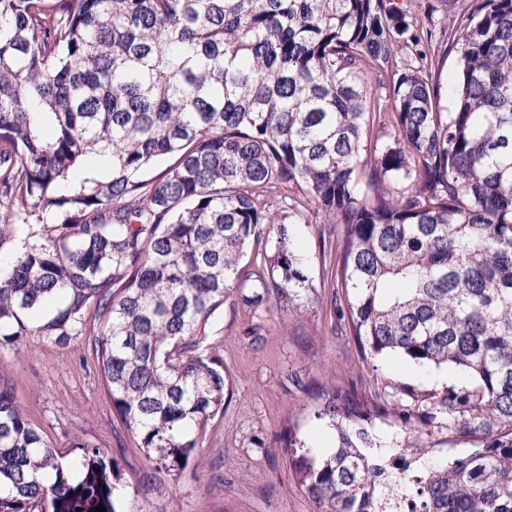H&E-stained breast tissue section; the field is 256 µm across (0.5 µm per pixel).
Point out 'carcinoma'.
Instances as JSON below:
<instances>
[{"mask_svg": "<svg viewBox=\"0 0 512 512\" xmlns=\"http://www.w3.org/2000/svg\"><path fill=\"white\" fill-rule=\"evenodd\" d=\"M441 2L0 0V347L88 337L137 448L183 469L232 393L216 316L307 300L290 225L328 224L361 354L471 385L326 387L334 447L280 435L314 512H512V0ZM432 45L445 86L398 63ZM436 431L481 444L448 461ZM73 447L0 381V512H118V460Z\"/></svg>", "mask_w": 512, "mask_h": 512, "instance_id": "obj_1", "label": "carcinoma"}]
</instances>
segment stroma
Masks as SVG:
<instances>
[{"label": "stroma", "mask_w": 512, "mask_h": 512, "mask_svg": "<svg viewBox=\"0 0 512 512\" xmlns=\"http://www.w3.org/2000/svg\"><path fill=\"white\" fill-rule=\"evenodd\" d=\"M320 231L317 224L293 227L312 260L316 301L260 314L228 303L217 316L208 342L224 358L232 398L184 469L160 474L134 447L112 413L85 339L62 348L30 336L0 348V378L64 460L77 456V439L120 456L121 512H312L276 443L288 425L308 446L326 443L329 431L315 417L319 385L332 380L369 390L382 379L441 392L467 383L454 369L421 368L397 353L361 358L347 324L330 314L337 285L333 263L321 254ZM258 321L264 331L257 340L250 329ZM161 481L167 491L155 490Z\"/></svg>", "instance_id": "obj_1"}]
</instances>
